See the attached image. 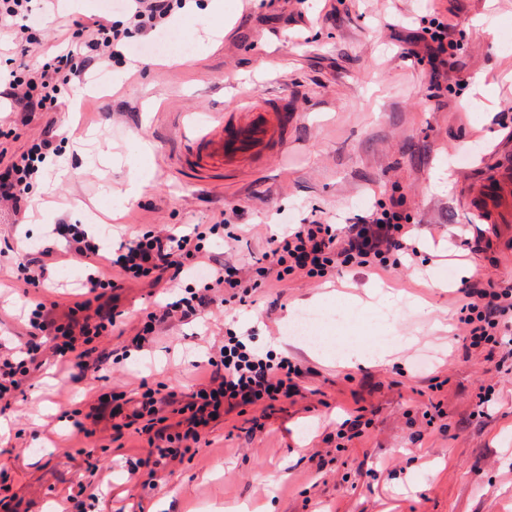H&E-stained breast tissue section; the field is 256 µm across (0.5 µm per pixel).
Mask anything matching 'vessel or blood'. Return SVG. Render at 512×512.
<instances>
[{"label": "vessel or blood", "instance_id": "vessel-or-blood-1", "mask_svg": "<svg viewBox=\"0 0 512 512\" xmlns=\"http://www.w3.org/2000/svg\"><path fill=\"white\" fill-rule=\"evenodd\" d=\"M280 106L252 97L230 118L215 115L189 144V152L201 166L224 165L250 157L259 147L278 140L282 126ZM512 205V167L505 166L481 186L470 206L488 224L497 223L503 206Z\"/></svg>", "mask_w": 512, "mask_h": 512}]
</instances>
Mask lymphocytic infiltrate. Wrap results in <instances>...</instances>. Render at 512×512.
I'll use <instances>...</instances> for the list:
<instances>
[{
	"label": "lymphocytic infiltrate",
	"instance_id": "obj_1",
	"mask_svg": "<svg viewBox=\"0 0 512 512\" xmlns=\"http://www.w3.org/2000/svg\"><path fill=\"white\" fill-rule=\"evenodd\" d=\"M187 0H120V19L107 16H80L64 26L67 45L42 51L38 62L27 64L6 58L9 68L6 94L14 111L23 117L51 112L60 97L72 93L85 74L125 62V51L132 39L149 36L165 27ZM33 0H0V39L8 38L20 54H27L37 40L31 18ZM11 129L0 125V205L13 216H21L28 198L42 174L48 157H60L61 141L55 123L43 126L38 137L18 154L11 153ZM407 220L396 208H385L367 216L354 217L343 230H336L329 217L311 215L274 238L258 273L249 268L223 263L214 266L201 288L186 289L179 299L148 312L136 335L145 340L157 326L174 318L192 319L214 303L251 306L257 276L283 279L301 274L309 278H329L340 268L359 264L387 267L391 260L416 257L415 246L405 240ZM223 221L193 225L190 232L177 234L162 228L136 232L112 252H104L100 241L79 224H58L54 235L67 239L72 258L92 265L94 273L85 280L86 291L80 303L88 310L107 291L126 283L148 282L173 287L182 273L206 256L205 242L218 234ZM459 321L470 347L481 348L487 360L505 366L512 360V286L473 281L461 290ZM31 329L27 345L18 353L0 352V402L10 401L30 374L43 352H50L65 363L74 377L101 372L106 359L95 347L98 339L122 327L117 313L97 310L79 325L58 323L50 310L36 304L28 316ZM205 370L208 383L203 391L193 392L181 407L184 431L172 434L166 426L167 409L175 402L174 393L144 389L137 408L126 411L124 393H112L111 418L115 431L124 422L143 420V433L150 447L147 461L160 467L182 460L185 453L202 439L201 430L220 413L265 402L272 403L293 395L302 375L297 364L272 354L258 355L241 336L227 335L219 351L210 356Z\"/></svg>",
	"mask_w": 512,
	"mask_h": 512
}]
</instances>
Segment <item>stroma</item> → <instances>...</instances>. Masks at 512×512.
<instances>
[{"label":"stroma","instance_id":"obj_1","mask_svg":"<svg viewBox=\"0 0 512 512\" xmlns=\"http://www.w3.org/2000/svg\"><path fill=\"white\" fill-rule=\"evenodd\" d=\"M209 5L189 0L172 22L191 47L187 62L153 53L137 67L95 70L57 112L16 125L15 152L49 120L68 143L41 215L17 224L0 211V343L27 340L34 301L61 321L77 301L84 264L58 259L38 289L12 276L64 220L109 249L139 227L223 215L246 235L233 250L209 237L207 249L252 266L275 227L314 210L341 225L393 197L418 256L321 281H267L254 307L165 324L142 351L128 348L138 317L167 295L140 284L107 293L103 306L126 324L99 342L107 377L76 381L50 360L0 406V499L11 512H62L84 483L95 493L84 512H512V371L464 349L455 303L468 269L512 284V220L480 223L469 205L488 172L512 164V0H224L220 16ZM436 13L459 48L435 83L418 37ZM218 25L223 39L209 42ZM479 73L492 97L474 88ZM248 96L280 104L283 145L221 171L195 169L185 114H226ZM140 144L154 175L131 198ZM445 167L452 179L441 184ZM433 272L446 288L428 287ZM302 312L323 319L303 326ZM250 329L252 350L301 365L298 394L211 422L198 451L171 468L132 471L131 458L149 452L135 429L116 433L103 418L83 438L60 419L95 410L112 390L139 398L144 381L189 394L226 332ZM388 347L393 355L376 361ZM355 416L345 439L341 424Z\"/></svg>","mask_w":512,"mask_h":512}]
</instances>
